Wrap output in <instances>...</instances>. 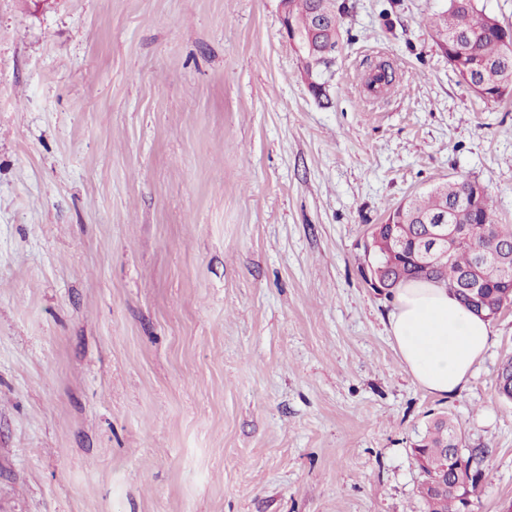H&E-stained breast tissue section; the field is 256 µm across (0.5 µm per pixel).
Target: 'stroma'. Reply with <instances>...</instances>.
<instances>
[{"instance_id":"obj_1","label":"stroma","mask_w":512,"mask_h":512,"mask_svg":"<svg viewBox=\"0 0 512 512\" xmlns=\"http://www.w3.org/2000/svg\"><path fill=\"white\" fill-rule=\"evenodd\" d=\"M344 3L320 100L279 0H0V512H423L439 414L470 512L512 507V309L432 395L359 273L448 180L512 224V98L460 82L447 0Z\"/></svg>"}]
</instances>
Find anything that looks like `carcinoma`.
Segmentation results:
<instances>
[{
    "label": "carcinoma",
    "instance_id": "obj_1",
    "mask_svg": "<svg viewBox=\"0 0 512 512\" xmlns=\"http://www.w3.org/2000/svg\"><path fill=\"white\" fill-rule=\"evenodd\" d=\"M317 8L325 16L337 17L335 0H292L294 17L303 25ZM433 27L437 45L468 89L490 103L509 96L512 29L479 8L476 0H448L446 10L435 17ZM392 82L393 72L379 65L369 73L366 86L372 92L378 87L385 90ZM465 188L469 189L471 200L460 207L456 199ZM411 205L413 211L434 220L442 216L443 209H448V230L459 232V240L449 257L425 275L412 261L413 244L425 233V226L411 228L402 248L394 246L390 231L382 232L378 251L386 266L389 288L415 280L432 281L454 293L466 308L476 296L490 307L512 300V290L504 287V278L512 280V266L506 273L496 264L476 263V248H488L494 241L512 243V225L495 222L486 186L468 179L450 181L448 191L436 187L427 195L411 200ZM410 211L399 205L389 213L388 222L399 224L410 216ZM496 392L500 398L512 402V359L503 364L498 374ZM459 448L461 441L456 428L446 416L436 418L414 443L424 512H464L461 499L451 489L459 478L454 466Z\"/></svg>",
    "mask_w": 512,
    "mask_h": 512
}]
</instances>
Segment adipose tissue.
I'll return each instance as SVG.
<instances>
[{
    "instance_id": "obj_1",
    "label": "adipose tissue",
    "mask_w": 512,
    "mask_h": 512,
    "mask_svg": "<svg viewBox=\"0 0 512 512\" xmlns=\"http://www.w3.org/2000/svg\"><path fill=\"white\" fill-rule=\"evenodd\" d=\"M388 331L416 384L440 396L464 388L491 337L488 321L430 282H411L396 289Z\"/></svg>"
}]
</instances>
